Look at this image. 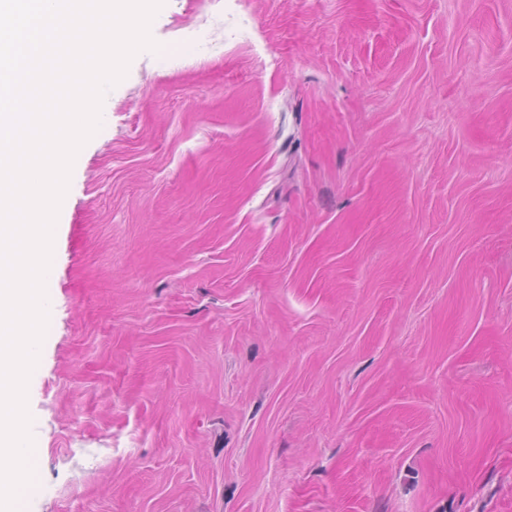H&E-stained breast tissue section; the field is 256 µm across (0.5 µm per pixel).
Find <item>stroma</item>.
Segmentation results:
<instances>
[{"label": "stroma", "mask_w": 512, "mask_h": 512, "mask_svg": "<svg viewBox=\"0 0 512 512\" xmlns=\"http://www.w3.org/2000/svg\"><path fill=\"white\" fill-rule=\"evenodd\" d=\"M73 165L26 512H512V0H167Z\"/></svg>", "instance_id": "35a3bbf8"}]
</instances>
